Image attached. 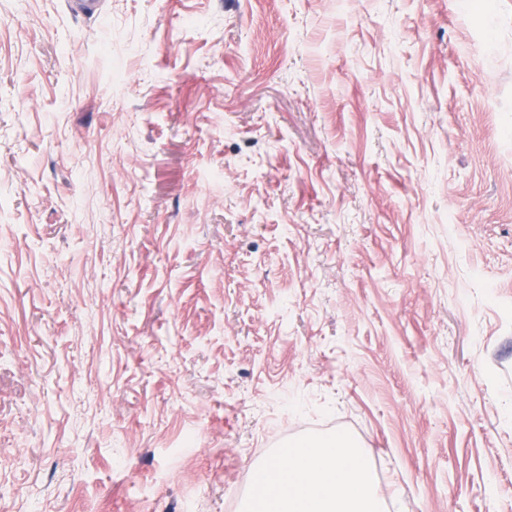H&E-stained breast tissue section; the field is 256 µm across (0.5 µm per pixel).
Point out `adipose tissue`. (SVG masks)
Returning <instances> with one entry per match:
<instances>
[{
    "instance_id": "1",
    "label": "adipose tissue",
    "mask_w": 512,
    "mask_h": 512,
    "mask_svg": "<svg viewBox=\"0 0 512 512\" xmlns=\"http://www.w3.org/2000/svg\"><path fill=\"white\" fill-rule=\"evenodd\" d=\"M245 512H381L380 487L362 449L339 436L297 443L248 474Z\"/></svg>"
}]
</instances>
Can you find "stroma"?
<instances>
[{
  "mask_svg": "<svg viewBox=\"0 0 512 512\" xmlns=\"http://www.w3.org/2000/svg\"><path fill=\"white\" fill-rule=\"evenodd\" d=\"M337 434L512 512V0H0V512Z\"/></svg>",
  "mask_w": 512,
  "mask_h": 512,
  "instance_id": "obj_1",
  "label": "stroma"
}]
</instances>
